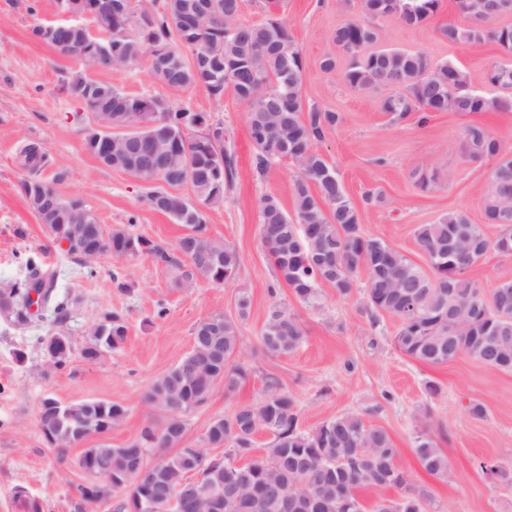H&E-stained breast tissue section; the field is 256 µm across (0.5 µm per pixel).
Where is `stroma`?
Masks as SVG:
<instances>
[{
  "instance_id": "stroma-1",
  "label": "stroma",
  "mask_w": 512,
  "mask_h": 512,
  "mask_svg": "<svg viewBox=\"0 0 512 512\" xmlns=\"http://www.w3.org/2000/svg\"><path fill=\"white\" fill-rule=\"evenodd\" d=\"M277 3L276 13L305 62L306 100L341 117L316 149L335 165L360 210L364 232L423 269L428 262L414 230L444 213L465 212L488 238H495L498 226L483 221L490 165L467 157L463 132L470 124H485L512 154V112H433L423 125L413 115L393 122L382 110L383 92H357L345 83L347 56H339L332 71L321 68L324 55L335 49L336 28L357 18L355 0ZM456 17L454 0H441L438 14L420 27L378 19L377 46L426 52L434 62L464 69L472 88L484 96H501V89L488 83L487 73L512 57L492 44L474 48L448 43L440 29ZM62 20L57 0H0V284L23 275L26 260L33 257L53 272L56 291L69 304V317L60 325L49 310L26 326L0 314V512H20L14 496L19 487L40 501L42 512H73L74 487L89 480L77 464L80 448L61 458L45 443L38 425L43 399L63 404L105 400L124 406L125 419L102 440L128 446L144 424L163 421L161 412L143 402L145 389L191 351L196 324L214 315L237 320L242 347L234 361L247 373L234 392L215 385L207 403L189 415L184 445L198 447L213 420L230 417L241 405L261 403L268 380L274 378L294 399L302 431L348 413L385 429L398 450L399 467L429 494L426 512H512V484L493 480L480 468L481 462L492 460L512 469V373L466 355L431 365L403 353L395 343L398 319L385 313L372 319L365 311L366 272H358L346 296L322 284L315 306L301 303L287 285L277 284L262 242L260 199L275 196L285 210H292L299 170L283 158L271 164L264 179L252 176L249 108L232 89H225L218 102L201 88L167 87L153 78L144 58L92 73L93 79L126 94L161 96L172 106L187 105L223 122L238 175L223 205L203 208L202 213L209 234L240 255L232 281L178 288L177 269L146 254L120 261L102 254L90 275L52 240L21 189L25 172L18 152L30 143L39 144L49 157L40 177L55 182L64 197L81 198L105 229L126 228L169 251L187 231L148 209V184L102 165L86 149L94 117L64 86L79 66L32 36L35 26ZM418 171L434 175L429 190L416 187ZM369 190L382 192L384 203H366ZM116 274L129 283L128 291L114 287ZM243 294L250 297L251 307L242 319L237 303ZM275 303L293 313L305 332L304 343L287 355L268 353L259 343ZM112 313L126 322L124 345L102 349L97 360L87 361L83 350L94 324ZM59 330L69 337L71 354L65 367L52 370L43 343ZM476 403L484 406V417L472 416L470 407ZM423 434L448 459L442 476L427 474L417 459Z\"/></svg>"
}]
</instances>
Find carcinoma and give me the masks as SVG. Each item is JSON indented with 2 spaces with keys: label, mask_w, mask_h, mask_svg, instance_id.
<instances>
[{
  "label": "carcinoma",
  "mask_w": 512,
  "mask_h": 512,
  "mask_svg": "<svg viewBox=\"0 0 512 512\" xmlns=\"http://www.w3.org/2000/svg\"><path fill=\"white\" fill-rule=\"evenodd\" d=\"M243 0H210L211 9L202 18L195 15L198 0H151V11L141 15L144 26L132 17L102 13L96 21L107 38L92 44L81 29L57 32L36 26L33 36L63 56L79 58L92 51L81 68L110 69L133 63L149 53L153 44L170 47L153 76L175 89L200 87L216 101L231 85L239 100L249 107L250 137L256 147L254 172L261 177L270 163L290 158L299 167L294 185L293 214H288L272 195L261 199V222L269 229L263 242L274 259L276 281L285 283L302 303L314 306L320 300V284L326 282L340 295L351 293L355 273L365 267L366 311L370 318L380 313L396 317L400 326L398 347L409 356L432 365L453 361L461 354L503 372H512V276H504L489 294L470 276L472 268L491 250L508 251L512 257V156L481 123L464 131V148L474 160L491 162L489 192L484 200V220L499 226L495 239L482 225L458 211L448 212L433 224H420L415 240L426 256L431 272L423 271L402 252L365 234L359 209L347 195L336 168L315 149L340 116L306 103L303 95L304 61L288 26L269 9L264 17L242 23ZM461 21L441 29L450 43L481 47L492 43L512 56V25L495 20L512 13V0H455ZM440 0H359L361 18L336 28V52L349 57L344 79L350 88L369 92L395 87L398 92L383 100V110L395 121L419 112L423 125L430 112L512 111V97L489 99L473 92L461 97L448 91L453 77L469 81L463 69L451 63L435 65L423 51L383 49L358 57L355 46L366 47L378 38L376 21L390 17L406 26L418 27L438 12ZM433 73L427 80L424 75ZM69 89L99 119L112 122L119 133L112 144L85 141L87 150L101 164L121 170L151 185L147 206L183 224L190 232L179 238L175 252L124 228L104 232L96 216L79 197L65 198L55 182L31 176L22 180L23 193L57 243L80 258L88 271L103 253L117 259L149 254L176 267L181 258L189 269L181 271L175 287L190 288L203 280L221 285L231 280L240 266L237 250L206 232L202 211L190 205L177 189L187 187L204 206L224 203L225 190L236 175L235 155L224 145V124L204 123L206 133L193 134L194 121L204 115L189 107H172L157 96H130L110 83L74 78ZM20 165L33 174L48 163L37 144L19 151ZM297 224L314 229L303 251L292 246ZM52 308L56 323L68 316V305L57 298L54 276L33 258L26 262V275L0 287V312L15 324L32 317V304ZM127 335L123 318L112 315L93 326V339L85 356L100 354V348H120ZM264 350L287 355L305 340L298 319L287 309L270 307L259 336ZM241 347L236 322L213 316L197 324L191 351L172 369L152 381L143 400L164 415L157 427L145 425L129 448L100 444L83 449L79 463L112 470V487L95 491L92 484L76 487L74 512H88L96 495L105 499L121 494L114 512H132L129 503L146 501L155 492H181L196 483L199 495L189 512H213L211 503L221 502L220 512H346L343 501L364 506L358 491L397 487L396 499L375 503L373 512H426L427 495L410 488L398 467V451L388 433L365 423L358 415L345 414L327 420L311 432L298 427L294 401L277 384L259 405H243L229 418L211 422L200 450L181 448L186 435V417L209 400L216 382L231 390L244 370L233 364ZM48 367L63 368L71 351L70 340L52 334L46 344ZM126 409L118 403L88 400L62 405L42 401L39 425L47 445L59 457L92 433H107L120 424ZM265 429L273 435L265 454L251 456L253 435ZM228 446L238 457L229 465L210 457L208 448ZM176 449L163 454L137 480L132 474L149 451ZM416 454L422 468L432 476L448 470V459L433 441L420 435ZM196 478H191V475ZM21 512H42L40 501L23 489L15 492Z\"/></svg>",
  "instance_id": "1"
}]
</instances>
